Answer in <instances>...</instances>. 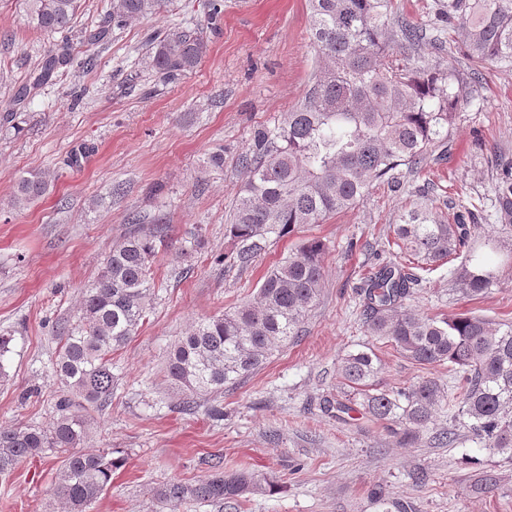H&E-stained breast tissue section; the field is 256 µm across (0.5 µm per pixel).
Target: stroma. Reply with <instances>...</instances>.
I'll use <instances>...</instances> for the list:
<instances>
[{
    "mask_svg": "<svg viewBox=\"0 0 512 512\" xmlns=\"http://www.w3.org/2000/svg\"><path fill=\"white\" fill-rule=\"evenodd\" d=\"M207 5L170 0L164 12L114 31L96 49L92 71H60L15 106L12 123L0 121V334L12 338L0 427L52 425L60 390L52 327L76 314L135 215L165 225V242L153 265L150 313L112 353V402L89 412L86 447L126 459L89 512H156L155 487L205 479L215 455L225 470H252L275 484L231 512H381L383 499L407 512H512V461L487 454L464 432L456 447H437L433 431L448 427L447 415L405 446L382 425L360 416L342 422L325 408L340 392V358L369 341L361 278L391 260L389 226L420 199L443 213L453 203L475 205V224L499 235L503 256L482 298L460 292L442 266L407 308L512 322V234L499 233L493 209L497 166L512 161V60L481 68L447 139L417 168L399 167L353 208L271 242L242 270L217 261L234 249L224 227L247 180L239 158L255 132L279 126L300 104L323 60L310 41L307 0H223L212 24ZM198 23L207 27V56L195 72L164 79L147 35ZM52 44L28 24L22 0H0V101L26 83ZM85 145L87 157L69 166L70 153ZM216 152L224 155L219 168L210 162ZM47 168L58 173L49 192L12 207L18 178ZM304 237L328 250L321 295L299 338L220 399L203 396L194 413L181 412V395L164 375L171 344L198 320L255 299L266 271ZM379 355L384 387L451 380L447 366L415 365L385 346ZM216 402L224 411L218 421L207 415ZM61 461L48 453L0 477V512H52ZM487 475L496 487L477 490Z\"/></svg>",
    "mask_w": 512,
    "mask_h": 512,
    "instance_id": "35a3bbf8",
    "label": "stroma"
}]
</instances>
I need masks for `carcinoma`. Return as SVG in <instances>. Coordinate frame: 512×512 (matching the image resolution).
Here are the masks:
<instances>
[{
    "label": "carcinoma",
    "mask_w": 512,
    "mask_h": 512,
    "mask_svg": "<svg viewBox=\"0 0 512 512\" xmlns=\"http://www.w3.org/2000/svg\"><path fill=\"white\" fill-rule=\"evenodd\" d=\"M393 0H309L310 39L325 66L282 125L261 130L241 164L249 179L230 215L236 242L233 264L250 266L272 237L320 224L350 209L373 183L402 165H418L427 148L448 136L453 114L467 104L470 82L450 69L438 74L419 64L415 52L426 32L393 16ZM164 0H112L97 28L85 35L92 46L112 32L159 13ZM28 23L57 36L30 86L45 83L60 68H86L87 54L72 53V21L80 0H23ZM441 15L448 30L463 34L471 61L512 59V0H448ZM153 66L167 79L193 72L207 55L200 28H170L149 44ZM51 170L19 179L12 206L31 204L49 191ZM498 224L512 228V163L500 164L494 186ZM468 208L444 216L418 204L394 225V245L407 262L380 265L359 289L367 335L385 341L402 358L428 366L448 364L459 378L448 386L423 377L407 387L378 382L382 361L373 345L341 358L337 373L344 400L336 411L355 408L386 425L402 445L419 439L446 406L490 454L512 458V324L475 314L430 318L405 307L422 277L417 270L454 257L465 295L483 294L497 280L493 263L499 242L488 236L475 246L466 224ZM162 225L136 229L112 246L97 278L85 290L79 314L53 326L59 348L53 371L61 385L57 417L47 429L18 424L0 428V476L47 451L63 455L55 476L62 512H88L112 483L122 459L105 448H83L89 408L112 402V351L135 335L146 318L154 288L152 264ZM325 245L308 240L265 274L257 298L219 316L202 319L170 349L165 374L181 391L180 407L191 412L200 395L218 396L261 369L280 348L298 338L322 288ZM274 487L247 471L224 472L215 457L208 478L171 481L154 490L159 512L184 502L222 506Z\"/></svg>",
    "instance_id": "cac0c4a2"
}]
</instances>
